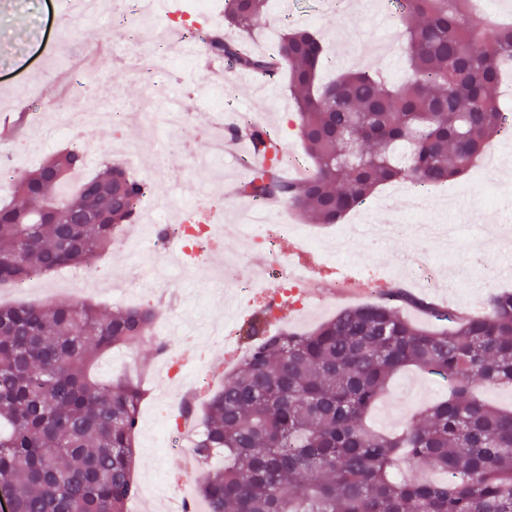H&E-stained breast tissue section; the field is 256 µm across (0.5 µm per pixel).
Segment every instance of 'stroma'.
I'll return each mask as SVG.
<instances>
[{
  "label": "stroma",
  "instance_id": "35a3bbf8",
  "mask_svg": "<svg viewBox=\"0 0 512 512\" xmlns=\"http://www.w3.org/2000/svg\"><path fill=\"white\" fill-rule=\"evenodd\" d=\"M387 3L347 0L338 9L331 0H284L281 11L271 10L257 19L250 48L274 53L283 26L307 27L326 42L333 71L370 70L404 78L408 71L402 35L408 20ZM169 25L168 17L160 16L148 28L138 30L144 48L128 60L113 50L122 28L110 8H102L98 19L85 22L70 15L66 0H43L39 8L34 0H0V113L16 114L22 102L36 104L40 90L52 87L65 60L87 49H105L108 59L103 67L78 73L62 94L70 112L106 109L128 115L119 127L92 126L84 131L86 173L95 172L106 157L120 159L132 149L136 159L130 174L149 184L155 203L166 213L191 202L198 207L201 220L237 223L254 208L247 196L232 193L251 177L249 156L219 168H203L192 164L190 155L207 136L206 120L232 126L244 117L272 128L284 157L302 155L286 73L278 71L273 80L263 82L228 69L223 81L212 82L204 62L181 55L178 44L167 35ZM172 99L179 100L183 111L201 116L202 125L177 131L166 127L162 114ZM66 147V142L46 140L37 125L29 122L19 136L0 141V151L21 153L16 167L20 173ZM490 147L499 153L501 168L485 171L475 166L462 180L454 181L456 211L444 205L445 188L430 189L418 208L412 209L406 196L387 184L346 218L350 224H393L402 217L411 224H450L455 249L441 242L423 245L406 235L390 240L360 237L350 255L341 257L330 248L336 225L307 224L285 208L271 211L267 214L270 223L293 225L296 235H282L272 253L260 241L228 236L223 247L189 258L176 279L180 296L167 305L168 314L158 323L157 334L172 343L177 363L206 374L211 387H218L237 368L247 347L237 336L216 345L206 334L222 320H230L237 328L266 309L267 288L259 276L274 262L293 270L307 260L314 268L309 281L319 301L306 309L289 307L282 319L288 329L311 328L354 305V298L343 294L353 286L366 287L370 301L402 288L436 305L447 302L455 312L485 311L493 292L512 288V272L505 267L512 257V245L495 243L489 228L495 220L512 231V190L505 186L512 175V137L494 139ZM157 260L148 242L121 235L109 253L92 258L87 267L41 276L38 290L25 295L2 291L0 303L69 301L77 287L81 300L98 301L112 309L135 303L158 305L162 303L160 290L143 278L144 269ZM221 263L234 278L247 283L246 291L226 290L210 281L209 269ZM88 270L103 272L111 287L108 297L81 289L80 279ZM152 363L144 347L131 346L106 357L99 374L105 379L118 375L136 379ZM442 390L436 377L405 372L375 408L372 423L381 430L406 424ZM168 417L165 403L148 401L142 406L136 476L140 488L152 482L159 486V494L148 500L155 512H161L167 495L178 490L195 467L191 449L167 448L159 441L155 427Z\"/></svg>",
  "mask_w": 512,
  "mask_h": 512
}]
</instances>
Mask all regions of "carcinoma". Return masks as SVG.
Listing matches in <instances>:
<instances>
[{
  "instance_id": "cac0c4a2",
  "label": "carcinoma",
  "mask_w": 512,
  "mask_h": 512,
  "mask_svg": "<svg viewBox=\"0 0 512 512\" xmlns=\"http://www.w3.org/2000/svg\"><path fill=\"white\" fill-rule=\"evenodd\" d=\"M227 25L201 33L232 69L269 75L288 66L300 138L310 159L291 180L265 127L239 126L256 156L270 157L241 192L276 200L316 224H339L382 183L430 188L463 175L505 134L500 97L512 65V26L486 39L468 0H394L422 22L406 29L412 79L379 72L320 83L327 55L307 29H284L276 56L246 48L270 0H225ZM362 167L338 164L350 140ZM84 153L65 150L18 178L0 202V290L35 274L85 264L138 222L147 190L119 161L68 188ZM95 189L94 209L86 189ZM418 301L386 300L340 310L303 332L263 336L206 402L193 452L204 474L206 512H512V409L477 396L512 386V291L477 315L427 306L426 329L405 314ZM161 312H109L81 302L0 305V489L10 512H128L136 493V438L145 391L130 378L97 380L106 353L148 341ZM412 367L448 393L391 431L368 415L394 378ZM413 468L397 473L401 460Z\"/></svg>"
}]
</instances>
